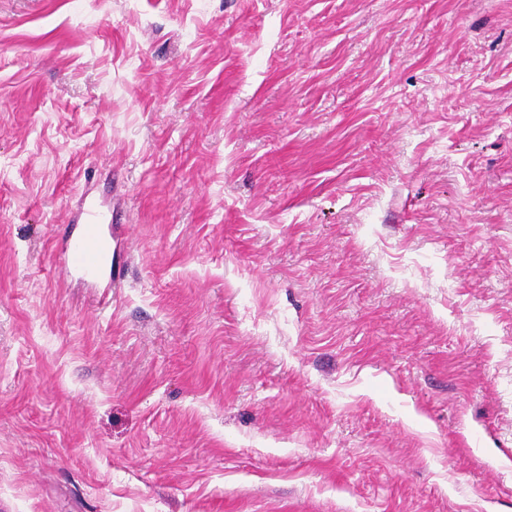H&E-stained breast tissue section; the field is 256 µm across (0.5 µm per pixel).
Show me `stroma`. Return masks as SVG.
<instances>
[{
    "mask_svg": "<svg viewBox=\"0 0 512 512\" xmlns=\"http://www.w3.org/2000/svg\"><path fill=\"white\" fill-rule=\"evenodd\" d=\"M0 512H512V0H0ZM108 226L110 238L105 236ZM112 216L109 219L94 203H85L71 220L57 251L58 274H79L94 279L106 271L112 284Z\"/></svg>",
    "mask_w": 512,
    "mask_h": 512,
    "instance_id": "stroma-1",
    "label": "stroma"
}]
</instances>
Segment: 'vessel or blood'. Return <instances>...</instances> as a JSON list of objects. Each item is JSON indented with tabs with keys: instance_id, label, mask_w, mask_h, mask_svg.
Wrapping results in <instances>:
<instances>
[{
	"instance_id": "b4317fda",
	"label": "vessel or blood",
	"mask_w": 512,
	"mask_h": 512,
	"mask_svg": "<svg viewBox=\"0 0 512 512\" xmlns=\"http://www.w3.org/2000/svg\"><path fill=\"white\" fill-rule=\"evenodd\" d=\"M107 215L94 203L80 207L68 225L56 254L58 274H79L93 279L111 271V240L105 235Z\"/></svg>"
}]
</instances>
